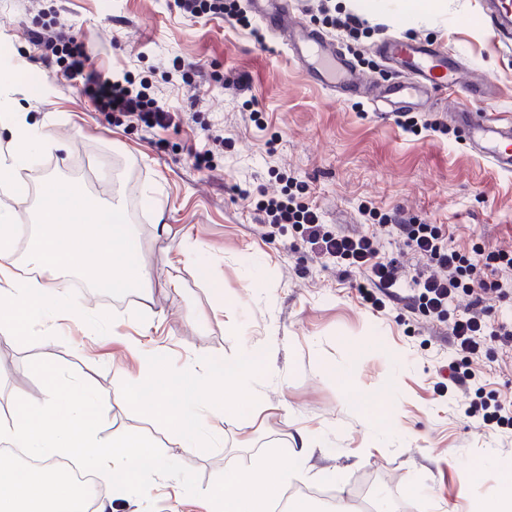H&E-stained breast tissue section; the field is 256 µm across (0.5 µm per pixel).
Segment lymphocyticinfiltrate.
<instances>
[{"mask_svg":"<svg viewBox=\"0 0 512 512\" xmlns=\"http://www.w3.org/2000/svg\"><path fill=\"white\" fill-rule=\"evenodd\" d=\"M188 18L210 17L228 22L232 27L251 28L252 23L240 0H175ZM35 45L57 55L67 79H81L84 92L96 111L118 113L130 122L145 127L165 129L174 123L172 112L158 105L154 98L132 87V82L102 74L90 66V56L74 37L60 33L37 36ZM264 219L259 228L262 238H273L292 229L301 248L317 260H324L358 272L361 298L373 308H386L396 299V287L403 274L394 259L383 252V236L395 233L406 246L421 256L429 271L411 278L407 307L430 321L447 325L454 356L448 364V378L434 382V395L463 392L464 413L480 417L484 428L512 435V397L493 389L485 372L491 342L512 347V325L492 320L483 301L488 295L503 298L512 292V251L488 250L481 245L471 249L454 246L452 236L440 224L392 225L388 215L378 213L368 204L359 211L373 222L370 231L351 235L323 223L317 208L304 202L293 177H286L281 197L258 201ZM473 297L474 304L459 311L453 303L459 296Z\"/></svg>","mask_w":512,"mask_h":512,"instance_id":"obj_1","label":"lymphocytic infiltrate"}]
</instances>
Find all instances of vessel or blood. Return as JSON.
<instances>
[{"instance_id":"obj_1","label":"vessel or blood","mask_w":512,"mask_h":512,"mask_svg":"<svg viewBox=\"0 0 512 512\" xmlns=\"http://www.w3.org/2000/svg\"><path fill=\"white\" fill-rule=\"evenodd\" d=\"M255 16L275 35L285 37L289 57L318 86L338 98L365 101L373 111L393 115L437 109L448 92L468 100L449 115L469 146L501 170L512 171V120L488 113L481 103L487 81L466 79L458 56L434 41L390 36L376 46L377 54L394 74L380 81L367 79L336 40L309 28L296 15L290 0H246ZM484 13L503 45L512 44V0H485Z\"/></svg>"}]
</instances>
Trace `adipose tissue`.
I'll list each match as a JSON object with an SVG mask.
<instances>
[{
	"label": "adipose tissue",
	"mask_w": 512,
	"mask_h": 512,
	"mask_svg": "<svg viewBox=\"0 0 512 512\" xmlns=\"http://www.w3.org/2000/svg\"><path fill=\"white\" fill-rule=\"evenodd\" d=\"M0 129L16 144L0 158V194H21L16 168L39 148L43 132L11 104H0ZM18 226L14 212L0 206V330L25 335L29 325L53 317L82 322L86 309L68 286V271H78L93 287L130 291L142 288L146 273L139 253L130 249L133 230L121 206L95 200L56 180L41 188L37 236L24 261L14 257ZM130 351L138 362L136 376L126 378L110 396L79 384L61 386L51 359L40 369L45 386L39 399L16 397L8 421H0V443L22 448L32 457H78L96 477L112 487V495L96 501L94 512H113L145 479L163 477L162 454L143 442H127L124 450L103 441L98 427L113 397L151 406L155 415L179 437L178 448L194 446L212 421L236 413L242 400L257 405L254 382L261 354L246 349L232 360L199 363L196 372L179 378L167 364L165 345L137 342ZM314 441L309 433L293 440L292 462L282 468L258 458L251 470L228 468L224 484L209 499L208 512H270L273 489L316 478L311 465ZM76 488L54 467L22 472L0 468V512H78Z\"/></svg>",
	"instance_id": "ef3b65f1"
}]
</instances>
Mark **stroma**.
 Listing matches in <instances>:
<instances>
[{"instance_id":"stroma-1","label":"stroma","mask_w":512,"mask_h":512,"mask_svg":"<svg viewBox=\"0 0 512 512\" xmlns=\"http://www.w3.org/2000/svg\"><path fill=\"white\" fill-rule=\"evenodd\" d=\"M402 0H378L375 31L351 41L331 35L365 72L389 75L373 53L389 35L426 37L460 56L467 74L490 80L489 111L512 117V50L498 43L481 0H443L433 13L401 22ZM64 32L84 42L99 70L128 72L150 96L180 116L178 125L145 131L95 111L81 81L58 76L35 33ZM17 53L18 80L0 86L49 140L24 171L25 197L10 201L21 227L18 254L29 247L39 173L75 185L97 202H120L146 267L145 294L86 288L94 312L124 319L127 341L137 322L157 325L169 367L184 373L209 358L231 360L247 348L265 353L258 389L266 403L245 405L221 421L222 444L172 457L175 475L150 493L115 502L116 512H206L204 502L228 467L258 457L286 458L297 429L312 433L315 468L332 493L331 512H352L359 480L370 478L391 512H470L512 481V437L483 428L461 398H435L432 382L448 355V328L404 315L403 302L378 311L360 297L359 274L315 262L292 249L291 236L264 240L258 200L280 191L276 176L304 182L324 223L349 233L368 226V201L399 221L447 224L461 246L512 249V172L489 165L444 112L428 120L447 133L412 135L364 103L314 85L288 58L280 39L255 42L214 19L191 21L174 0H0V50ZM185 79L168 80L172 59ZM266 124L258 129L250 109ZM230 138L224 148L213 136ZM213 149L212 170L193 150ZM249 198H242V191ZM168 224L160 235L157 223ZM175 266H167L166 258ZM224 285L215 295L211 279ZM81 323L42 320L20 341L0 337V408L14 396L39 398L35 364L51 356L62 380L97 389L117 386V370L137 371L127 341L89 337ZM360 358H352L355 346ZM381 398L386 423L369 426L349 393ZM105 441L135 436L161 448L172 436L145 407L116 400L100 426Z\"/></svg>"}]
</instances>
